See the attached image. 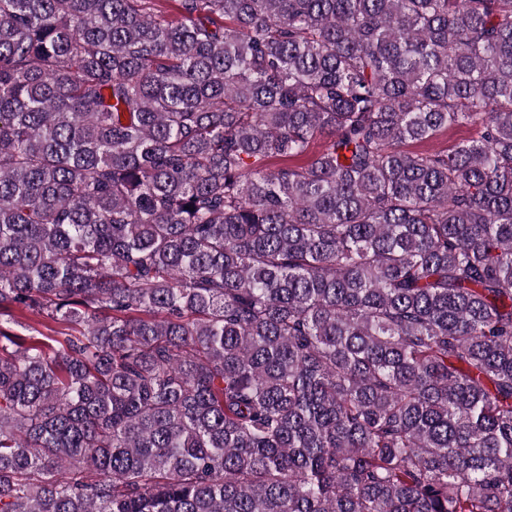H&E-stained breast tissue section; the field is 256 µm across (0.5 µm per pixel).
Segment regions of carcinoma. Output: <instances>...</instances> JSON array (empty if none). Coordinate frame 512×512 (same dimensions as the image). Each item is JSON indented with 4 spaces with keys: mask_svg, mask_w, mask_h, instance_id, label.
Masks as SVG:
<instances>
[{
    "mask_svg": "<svg viewBox=\"0 0 512 512\" xmlns=\"http://www.w3.org/2000/svg\"><path fill=\"white\" fill-rule=\"evenodd\" d=\"M161 2L0 0V512H512V0ZM477 136V130L471 126H458L448 130H442L428 142L410 143L405 147L412 152L426 149L450 150L455 145L470 140Z\"/></svg>",
    "mask_w": 512,
    "mask_h": 512,
    "instance_id": "1",
    "label": "carcinoma"
}]
</instances>
